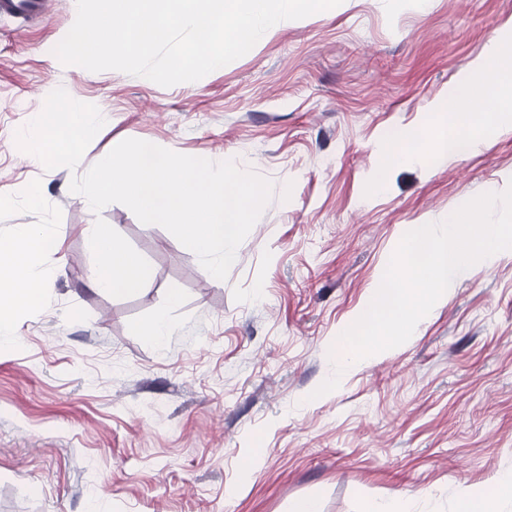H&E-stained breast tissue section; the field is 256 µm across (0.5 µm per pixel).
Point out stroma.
Masks as SVG:
<instances>
[{
    "instance_id": "obj_1",
    "label": "stroma",
    "mask_w": 512,
    "mask_h": 512,
    "mask_svg": "<svg viewBox=\"0 0 512 512\" xmlns=\"http://www.w3.org/2000/svg\"><path fill=\"white\" fill-rule=\"evenodd\" d=\"M75 18L64 6L23 32L0 18V244L18 224L58 238L34 253L42 295L0 347V512H289L307 496L362 512L401 489L418 493L414 512H456L493 491L512 473V250L467 269L406 343L311 393L411 225L512 182V118L496 112L468 156L383 173L377 155L512 29V0H342L171 87L61 64ZM57 96L105 120L96 141L46 160L24 135ZM127 138L272 181L226 280L163 227L71 192ZM99 217L151 265L135 296L86 284ZM162 312L160 348L139 328Z\"/></svg>"
}]
</instances>
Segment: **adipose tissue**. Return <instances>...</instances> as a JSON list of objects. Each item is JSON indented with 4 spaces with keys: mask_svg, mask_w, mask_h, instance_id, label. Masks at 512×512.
<instances>
[{
    "mask_svg": "<svg viewBox=\"0 0 512 512\" xmlns=\"http://www.w3.org/2000/svg\"><path fill=\"white\" fill-rule=\"evenodd\" d=\"M512 112V32L499 35L456 84L440 119L408 131L402 142H384L378 148L382 170L439 156L463 157L475 149L491 130L484 106ZM101 119L85 112L71 99L53 98L34 118L35 135L29 140L32 155L53 149L73 152L97 137ZM55 236L46 226L17 225L8 247L9 257L0 261V344L13 343L17 334L11 313L29 308L41 290L42 277L32 253L54 248Z\"/></svg>",
    "mask_w": 512,
    "mask_h": 512,
    "instance_id": "1",
    "label": "adipose tissue"
}]
</instances>
